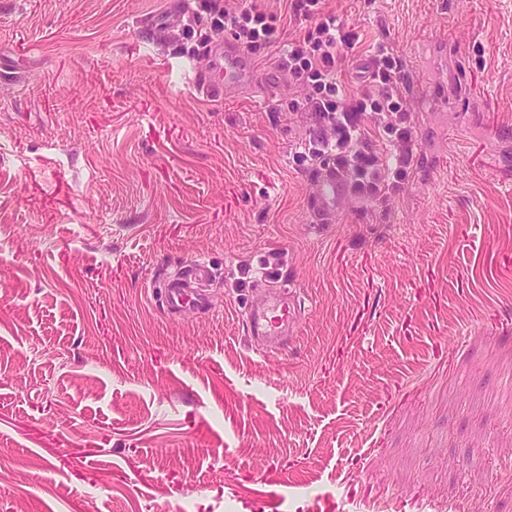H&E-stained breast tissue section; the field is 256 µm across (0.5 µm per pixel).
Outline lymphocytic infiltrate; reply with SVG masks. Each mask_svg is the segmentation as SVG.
Returning <instances> with one entry per match:
<instances>
[{
	"instance_id": "1",
	"label": "lymphocytic infiltrate",
	"mask_w": 512,
	"mask_h": 512,
	"mask_svg": "<svg viewBox=\"0 0 512 512\" xmlns=\"http://www.w3.org/2000/svg\"><path fill=\"white\" fill-rule=\"evenodd\" d=\"M292 17L310 22L305 36L289 43L286 67L292 80L308 93L297 110L311 113L319 133L310 149L313 158L334 154L354 191L385 202L405 176L414 150L410 111L403 93L402 61L382 47L370 59V70L358 85L337 78L339 51L354 48L358 35L325 13L322 0H290ZM213 24L222 26L249 51L272 45L275 29L256 6L213 7ZM389 135L386 146L372 141L369 130Z\"/></svg>"
}]
</instances>
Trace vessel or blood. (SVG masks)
<instances>
[{
    "mask_svg": "<svg viewBox=\"0 0 512 512\" xmlns=\"http://www.w3.org/2000/svg\"><path fill=\"white\" fill-rule=\"evenodd\" d=\"M256 66L249 52L239 44L225 41L224 49L215 54L206 67L193 71L192 82L210 96H236L268 93V86L258 85L255 80ZM353 188L349 177L336 164L328 163L320 168L313 184V211L320 222H333L336 215L349 203ZM203 264L192 263L187 269L164 284L167 307L181 312L200 305L201 299L192 288L193 279L206 278ZM301 305L287 291L272 293L263 303L250 307L245 318L247 334L256 339H276L294 330Z\"/></svg>",
    "mask_w": 512,
    "mask_h": 512,
    "instance_id": "vessel-or-blood-1",
    "label": "vessel or blood"
}]
</instances>
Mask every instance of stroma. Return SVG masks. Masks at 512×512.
<instances>
[{
	"mask_svg": "<svg viewBox=\"0 0 512 512\" xmlns=\"http://www.w3.org/2000/svg\"><path fill=\"white\" fill-rule=\"evenodd\" d=\"M253 2L277 86L224 99L190 81L227 37L204 0H0V512H512V0H323L343 81L379 44L418 64L429 159L332 224L305 31ZM195 261L209 304L169 315ZM265 280L301 301L277 354L245 330Z\"/></svg>",
	"mask_w": 512,
	"mask_h": 512,
	"instance_id": "1",
	"label": "stroma"
}]
</instances>
